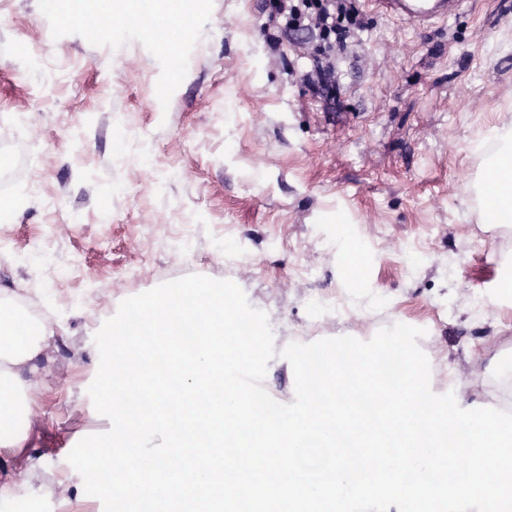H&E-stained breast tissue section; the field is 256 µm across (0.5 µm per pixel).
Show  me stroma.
Listing matches in <instances>:
<instances>
[{
	"label": "stroma",
	"instance_id": "stroma-1",
	"mask_svg": "<svg viewBox=\"0 0 512 512\" xmlns=\"http://www.w3.org/2000/svg\"><path fill=\"white\" fill-rule=\"evenodd\" d=\"M355 4L366 28L336 61L330 104L301 79L305 33H278L267 0H203L171 54L122 0L103 40L76 20L96 0H0V200L37 187L0 222V289L56 331L16 470L80 469L98 325L163 285L233 286L267 330L254 393L277 402L298 388L302 339L397 320L435 381L454 365L466 384L468 352L512 344V308L470 301L496 288L512 232L481 223L466 191L476 140L512 124V0H467L425 29ZM353 260L374 309L353 302Z\"/></svg>",
	"mask_w": 512,
	"mask_h": 512
}]
</instances>
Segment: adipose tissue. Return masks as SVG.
<instances>
[{
	"instance_id": "obj_1",
	"label": "adipose tissue",
	"mask_w": 512,
	"mask_h": 512,
	"mask_svg": "<svg viewBox=\"0 0 512 512\" xmlns=\"http://www.w3.org/2000/svg\"><path fill=\"white\" fill-rule=\"evenodd\" d=\"M493 149L484 154L481 170L470 186L482 222L512 225V125L492 131ZM197 299L192 312L179 307L181 293ZM13 296L0 294V506L39 494L68 505L81 501L85 476L99 466L98 450L112 449L110 465L120 492L105 491L112 512H132L151 496L155 512H183L189 497H214L216 489H236L242 479L234 461L218 468H171L169 456H194L186 445L185 428L172 423L166 403L191 406L196 395L219 385L209 418L223 425L219 438L240 454L264 449L260 461L275 470V500L288 512H401L414 503L417 512H512V350H495L486 372L496 387L493 400L471 396L456 369L437 385L429 364L417 349L412 332L398 324L383 336H339L308 343L292 355L299 389L279 412L270 415L252 406L245 379L258 375L261 363L256 343L266 331L256 327L253 339L238 346L222 345L234 325L254 314L239 306L231 290L208 282L187 288L162 286L135 300L140 325L158 338L154 354L164 356L181 380L169 390L146 365L136 348L137 327L126 318L102 324V340L94 369L100 384L106 426L84 444L80 474L56 473L45 459L31 460L17 472L12 459L28 446L30 414L41 385L33 376L48 371L53 360L52 324L38 323L29 336L14 332L9 309ZM220 308L224 319L205 320ZM198 324L199 340L183 346L182 324ZM320 360L327 371L310 387V364ZM363 362L362 388L373 407L369 415L341 404L321 408L318 391L336 392L343 385L342 365ZM150 391L157 404L150 416L129 411L123 394ZM166 470L156 489L128 480L133 470Z\"/></svg>"
}]
</instances>
